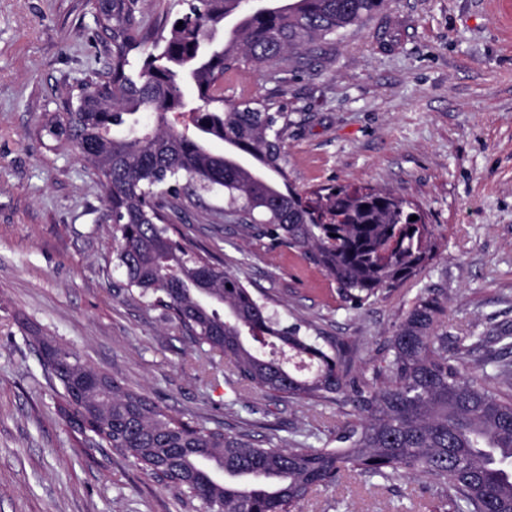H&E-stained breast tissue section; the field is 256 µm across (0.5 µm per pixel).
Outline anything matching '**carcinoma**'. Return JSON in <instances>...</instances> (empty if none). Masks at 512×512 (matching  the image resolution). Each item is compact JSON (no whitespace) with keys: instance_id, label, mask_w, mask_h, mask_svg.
I'll list each match as a JSON object with an SVG mask.
<instances>
[{"instance_id":"carcinoma-1","label":"carcinoma","mask_w":512,"mask_h":512,"mask_svg":"<svg viewBox=\"0 0 512 512\" xmlns=\"http://www.w3.org/2000/svg\"><path fill=\"white\" fill-rule=\"evenodd\" d=\"M112 43V82L83 83L43 132L73 147L99 176L127 286L168 312L199 349L231 359L236 383L305 405L340 398L357 419L322 448L266 446L171 414L69 347L45 359L59 382L56 414L76 438L109 446L202 512H296L320 486L412 472L441 489L452 512H512V361L497 365L494 394L470 374L472 349L436 333L442 308L419 296L389 337L372 377L344 349L288 324L239 277L169 224L180 181L224 195L244 229L299 250L353 307L421 269L427 225L386 188L301 194L283 168L288 113L272 96L224 97L225 74L251 63L280 81L324 53L317 41L357 27L387 0H177L174 19L144 26V0H98ZM182 27H177V24ZM155 115L152 125L141 114ZM187 114L191 124L170 120ZM224 150H215V144Z\"/></svg>"}]
</instances>
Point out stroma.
<instances>
[{
  "instance_id": "35a3bbf8",
  "label": "stroma",
  "mask_w": 512,
  "mask_h": 512,
  "mask_svg": "<svg viewBox=\"0 0 512 512\" xmlns=\"http://www.w3.org/2000/svg\"><path fill=\"white\" fill-rule=\"evenodd\" d=\"M488 0H390L310 67L242 87L276 93L289 117L283 166L300 191L386 187L431 224L421 271L354 308L296 249L246 233L219 195L180 197L176 229L220 259L287 322L344 342L371 375L412 302L444 304L438 332L512 360V41ZM111 58L91 0H0V512H189L108 448L75 445L56 415L39 337L146 391L172 414L238 429L253 409L269 431L319 448L351 421L343 401L308 407L234 391L221 354H204L164 310L128 289L113 254L106 192L78 150H52L46 115ZM426 478L359 477L318 488L300 512H449Z\"/></svg>"
}]
</instances>
